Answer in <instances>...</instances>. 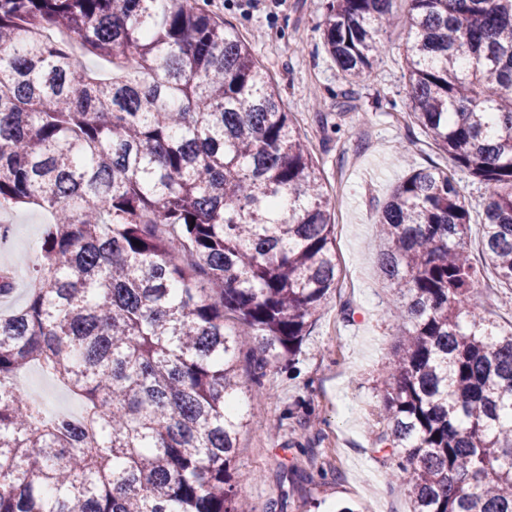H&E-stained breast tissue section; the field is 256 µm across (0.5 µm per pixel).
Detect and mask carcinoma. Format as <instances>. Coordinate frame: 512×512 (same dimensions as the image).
<instances>
[{
	"label": "carcinoma",
	"instance_id": "1",
	"mask_svg": "<svg viewBox=\"0 0 512 512\" xmlns=\"http://www.w3.org/2000/svg\"><path fill=\"white\" fill-rule=\"evenodd\" d=\"M394 2L327 0L348 82ZM407 3L409 117L451 168L380 209L402 326L370 434L409 512H512V327L476 311L451 172L486 186L478 234L512 289V0ZM21 207L52 221L0 314V512H245L232 404L268 396L338 279L336 204L248 45L192 0H0V212ZM31 365L85 413L16 391Z\"/></svg>",
	"mask_w": 512,
	"mask_h": 512
}]
</instances>
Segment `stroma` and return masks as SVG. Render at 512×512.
Here are the masks:
<instances>
[{
	"label": "stroma",
	"mask_w": 512,
	"mask_h": 512,
	"mask_svg": "<svg viewBox=\"0 0 512 512\" xmlns=\"http://www.w3.org/2000/svg\"><path fill=\"white\" fill-rule=\"evenodd\" d=\"M326 0H206L212 15L232 25L270 75L299 135L310 149L327 193L336 200L339 283L305 337L294 368L269 364L268 398L242 389L250 425L239 441L236 468L251 474L240 493L265 512H334L354 502L364 512H408L393 463L375 453L366 422L384 394L383 377L400 331L391 290L377 273V218L391 191L414 169L447 166L407 115L404 50L408 32L395 23L381 33V53L369 75L350 84L323 46ZM50 220L39 210L0 213L14 228L0 264L36 251ZM480 266L478 312L512 322V292L481 266L477 237L467 240Z\"/></svg>",
	"instance_id": "1"
}]
</instances>
